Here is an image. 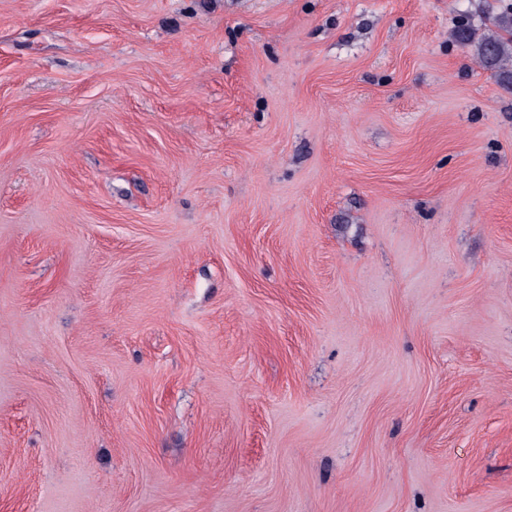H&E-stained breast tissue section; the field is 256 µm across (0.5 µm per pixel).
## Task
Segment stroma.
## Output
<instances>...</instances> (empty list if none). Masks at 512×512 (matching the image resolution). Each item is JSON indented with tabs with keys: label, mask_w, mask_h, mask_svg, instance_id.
<instances>
[{
	"label": "stroma",
	"mask_w": 512,
	"mask_h": 512,
	"mask_svg": "<svg viewBox=\"0 0 512 512\" xmlns=\"http://www.w3.org/2000/svg\"><path fill=\"white\" fill-rule=\"evenodd\" d=\"M506 0H0V512H512ZM509 10L496 19L497 31L490 35L476 39L468 22L460 25L457 35L462 41L474 45L480 62L495 72L503 87L512 89V4Z\"/></svg>",
	"instance_id": "stroma-1"
}]
</instances>
